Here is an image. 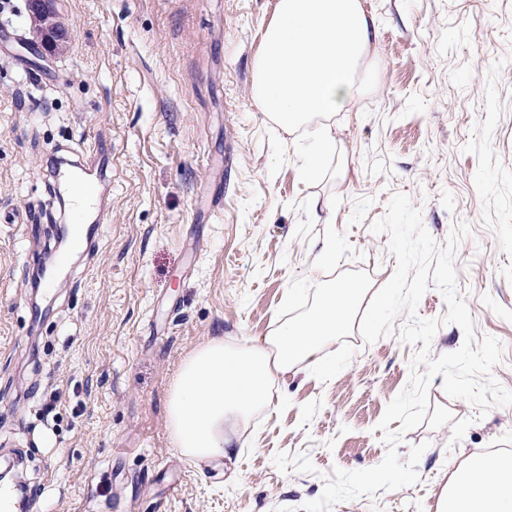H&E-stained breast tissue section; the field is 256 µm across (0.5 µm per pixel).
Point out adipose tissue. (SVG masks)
Segmentation results:
<instances>
[{
  "mask_svg": "<svg viewBox=\"0 0 512 512\" xmlns=\"http://www.w3.org/2000/svg\"><path fill=\"white\" fill-rule=\"evenodd\" d=\"M378 27L360 0H278L254 59L252 100L285 128L310 117L349 111L360 93L355 75ZM362 292L340 284L322 293L307 318L281 324L260 341L225 344L214 338L185 358L174 378L167 423L190 461L232 454L238 426L270 403L275 374L315 356L345 326ZM498 474L487 484V470ZM439 512H512V455L473 456L452 474Z\"/></svg>",
  "mask_w": 512,
  "mask_h": 512,
  "instance_id": "obj_1",
  "label": "adipose tissue"
}]
</instances>
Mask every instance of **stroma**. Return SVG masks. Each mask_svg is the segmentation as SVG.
Segmentation results:
<instances>
[{"label": "stroma", "instance_id": "obj_1", "mask_svg": "<svg viewBox=\"0 0 512 512\" xmlns=\"http://www.w3.org/2000/svg\"><path fill=\"white\" fill-rule=\"evenodd\" d=\"M56 3L61 52L42 50L26 0H7L0 28V215L30 214L23 239L0 222V461L25 459L28 512H293L334 469L380 464L377 424L415 349L359 328L396 268L371 225L398 193L438 246L468 227L456 287L476 337L502 342L492 375L512 391V0H363L379 38L356 107L288 130L250 99L277 0ZM325 126L331 146L305 174L295 148ZM103 138L111 222L34 320L33 273L60 245L48 150ZM341 281L364 291L318 364L275 379L230 457L184 458L167 429L182 360L217 336L271 335ZM447 311L429 286L416 314L440 322L434 359L464 341ZM443 381L398 446L405 459L426 444L418 483L330 512H437L471 456L512 449V405L480 415Z\"/></svg>", "mask_w": 512, "mask_h": 512}]
</instances>
